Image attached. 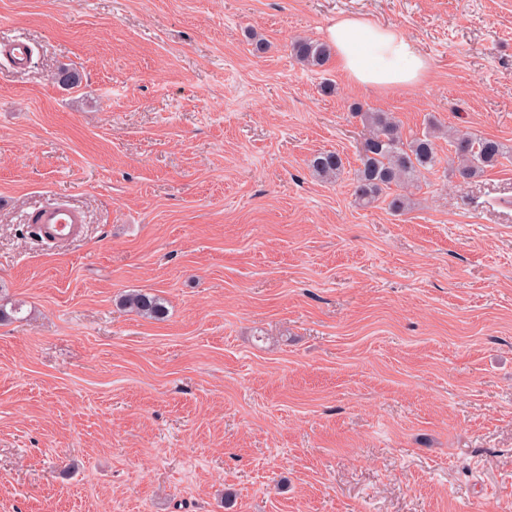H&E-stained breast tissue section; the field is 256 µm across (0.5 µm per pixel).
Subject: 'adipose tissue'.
Returning a JSON list of instances; mask_svg holds the SVG:
<instances>
[{"mask_svg":"<svg viewBox=\"0 0 512 512\" xmlns=\"http://www.w3.org/2000/svg\"><path fill=\"white\" fill-rule=\"evenodd\" d=\"M340 69L354 85L391 90L422 84L430 63L416 43L394 25L359 16L338 19L326 30Z\"/></svg>","mask_w":512,"mask_h":512,"instance_id":"adipose-tissue-1","label":"adipose tissue"}]
</instances>
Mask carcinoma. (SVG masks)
Returning a JSON list of instances; mask_svg holds the SVG:
<instances>
[{
	"mask_svg": "<svg viewBox=\"0 0 512 512\" xmlns=\"http://www.w3.org/2000/svg\"><path fill=\"white\" fill-rule=\"evenodd\" d=\"M289 49L298 62L310 68L325 66L332 56L328 43L308 38L292 40ZM356 114L368 127V136L360 150L355 201L364 208L383 203L391 212L401 214L411 204L406 189L436 165L437 140L443 137L444 132L434 125L431 131L421 136L405 139L400 121L392 114L360 108L356 109ZM448 145L452 150L453 171L461 183L482 176L508 153L500 141L461 132L448 135ZM309 166L314 176L329 180L344 170L345 162L339 153L323 151L313 156ZM124 305L141 316L157 320L166 314L162 299L149 293H129L124 298Z\"/></svg>",
	"mask_w": 512,
	"mask_h": 512,
	"instance_id": "1",
	"label": "carcinoma"
}]
</instances>
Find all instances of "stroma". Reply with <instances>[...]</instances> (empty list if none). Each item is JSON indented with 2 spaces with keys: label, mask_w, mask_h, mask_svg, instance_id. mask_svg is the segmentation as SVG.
<instances>
[{
  "label": "stroma",
  "mask_w": 512,
  "mask_h": 512,
  "mask_svg": "<svg viewBox=\"0 0 512 512\" xmlns=\"http://www.w3.org/2000/svg\"><path fill=\"white\" fill-rule=\"evenodd\" d=\"M352 15L402 29L426 81L291 56ZM16 37L0 512H512V157L460 187L439 140L408 211L362 208L352 111L512 147V0H0ZM57 201L87 223L51 249L23 216ZM1 51L7 57L11 66L17 70L25 69L31 64L33 48L27 40L18 38L2 43ZM314 176L323 180L337 177L345 168V162L338 152L323 151L315 154L309 163ZM124 305L141 316L157 320L164 318L166 314V307L162 299L149 293H129L124 298Z\"/></svg>",
  "instance_id": "1"
}]
</instances>
